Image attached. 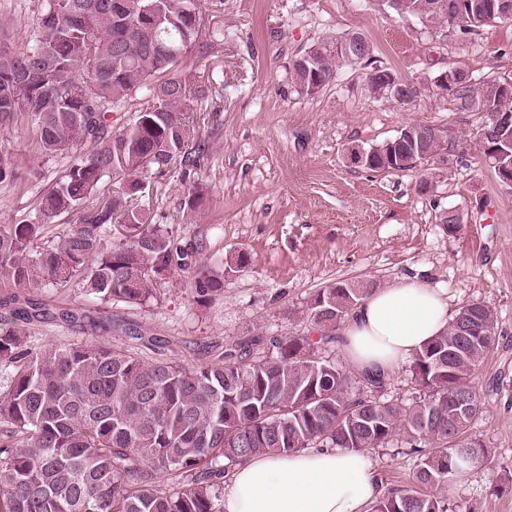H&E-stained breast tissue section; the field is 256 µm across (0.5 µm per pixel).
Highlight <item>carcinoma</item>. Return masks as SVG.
Instances as JSON below:
<instances>
[{
	"instance_id": "cac0c4a2",
	"label": "carcinoma",
	"mask_w": 512,
	"mask_h": 512,
	"mask_svg": "<svg viewBox=\"0 0 512 512\" xmlns=\"http://www.w3.org/2000/svg\"><path fill=\"white\" fill-rule=\"evenodd\" d=\"M498 0H398L392 11L425 17L430 29L472 28L498 19ZM204 0H45L34 32L9 46L0 18V130L25 125L39 154L72 157L33 218L0 224V276L16 289L8 302L22 324L109 322L73 308L52 309L29 298L50 282L73 284L104 303L142 307L172 269L193 267L196 302L224 296L226 269L190 262L167 224H153L129 205L137 174L162 173L179 162L196 211L202 192L193 168L206 151L192 143L195 94L181 68L200 44ZM334 37L308 48L328 82L349 60L331 52ZM498 80L461 84L460 108L512 113V93ZM146 106L118 129L110 115L136 96ZM412 138L373 147L372 171H405L439 154L441 130L408 122ZM500 183L510 180L512 154L492 159ZM128 178L123 191L88 205L106 176ZM66 215L70 228L45 238ZM143 233L107 245L113 216ZM348 280L307 298L299 319L307 334L236 341L217 362L189 368L144 357L157 343L134 328L140 346L47 342L31 348L19 327H0V362L13 368L0 392V512H219L224 475L260 454H288L312 444L361 452L406 437L418 455L413 486L385 489L368 512H456L448 486L488 457L466 439L480 410L476 367L494 344L498 320L488 306L467 303L410 363L423 397L410 407L373 396L391 376L358 375L325 354L348 313L375 288L357 293ZM317 333L313 339L310 332Z\"/></svg>"
}]
</instances>
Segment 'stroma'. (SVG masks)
<instances>
[{
	"label": "stroma",
	"mask_w": 512,
	"mask_h": 512,
	"mask_svg": "<svg viewBox=\"0 0 512 512\" xmlns=\"http://www.w3.org/2000/svg\"><path fill=\"white\" fill-rule=\"evenodd\" d=\"M42 0H0L9 38L25 43ZM204 34L221 40L192 51L183 67L198 89L191 106L201 118L194 138L207 150L195 177L206 201L198 219L183 202L179 167L148 172L142 204L157 224L172 225L181 245L218 265L238 252L250 264L224 277V296L196 302L193 273L175 270L155 285L157 300L141 307L106 304L79 287L46 283L31 292L164 338L166 358L186 367L219 360L228 344L259 334L289 336L305 326L291 317L317 289L340 279H374L386 287L404 276L448 290V309L490 307L498 329L475 382L481 409L470 435L488 448L486 464L453 484L458 512H512V190L498 182L477 140L480 112L439 95L435 76L457 65L473 77L512 80V21L464 34L430 30L380 8L376 0H224L204 10ZM358 33L373 46L370 61L342 67L314 95L298 91L291 61L327 36ZM416 85L411 105L374 99L372 68ZM448 131L440 154L402 172H373L348 163L353 148L393 138L407 122ZM0 155L16 179L0 181V224L29 219L40 195L64 174L66 160L41 158L26 126L0 133ZM461 218L448 232L442 215ZM30 346L96 340L121 345L123 333L93 332L57 322L26 328ZM382 485H407L417 457L394 448L369 450Z\"/></svg>",
	"instance_id": "35a3bbf8"
}]
</instances>
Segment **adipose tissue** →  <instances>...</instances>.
I'll use <instances>...</instances> for the list:
<instances>
[{"label": "adipose tissue", "mask_w": 512, "mask_h": 512, "mask_svg": "<svg viewBox=\"0 0 512 512\" xmlns=\"http://www.w3.org/2000/svg\"><path fill=\"white\" fill-rule=\"evenodd\" d=\"M448 291L411 278L375 289L346 317L342 350L358 373H385L448 327ZM381 493L365 454L322 447L255 455L224 483L221 512H367Z\"/></svg>", "instance_id": "adipose-tissue-1"}]
</instances>
